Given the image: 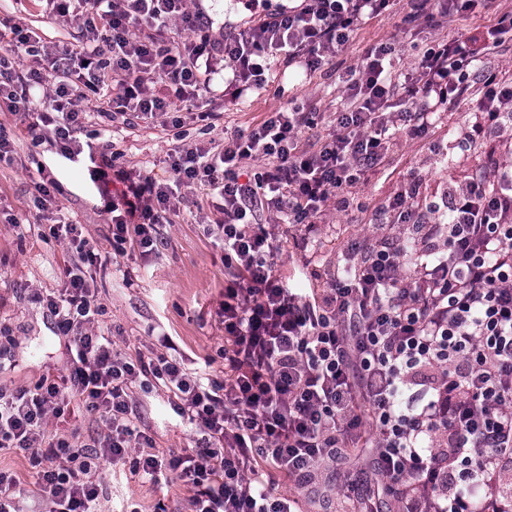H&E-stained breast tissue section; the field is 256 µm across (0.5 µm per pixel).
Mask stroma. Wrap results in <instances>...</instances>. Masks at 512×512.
<instances>
[{"label": "stroma", "instance_id": "obj_1", "mask_svg": "<svg viewBox=\"0 0 512 512\" xmlns=\"http://www.w3.org/2000/svg\"><path fill=\"white\" fill-rule=\"evenodd\" d=\"M410 10L409 0H396L389 12L361 21L334 59L333 74L318 73L307 79L276 62L263 89L237 100L217 99L216 109L223 117L215 127L186 120L191 141L223 146L225 129L254 126L293 98L318 114L317 128L303 132L300 139L302 148L318 149L342 101L338 75L360 64L368 48L393 44L395 70L407 73L425 45L482 36L494 18L512 12V0H489L486 8L455 14L440 26L407 21ZM1 18L20 20L50 47L76 42L79 37L71 24L43 19L33 0H0ZM81 107L87 114L85 133H97L99 142L120 152L126 169L160 181L170 179L168 154L176 145L171 131L151 124L130 128L102 118L107 103L101 98L82 102ZM474 121L467 105L450 106L441 112L427 138L402 139L391 147L367 180L354 185L348 205L328 202L315 240L303 243L300 229L291 228L287 245L276 257L282 282L293 288L308 287L311 272L340 271L346 257L356 250L404 233L403 225L387 223L383 209L410 173L421 178L418 202L426 222H437L440 214L435 206L449 183H465L487 167L483 148L463 139ZM16 123L14 113L0 108V125L17 131L14 161L0 165V334L13 339L10 355L0 359V387H33L43 374L63 368L69 360L66 337L38 301L39 296L61 288L65 268L76 261L67 241L50 231L58 222L78 225L103 257L86 274L101 306L93 323L95 334L104 335L114 349L134 360L151 357L158 336H168L172 357L189 372L204 380H223L225 334L219 310L226 271L224 250L216 238L218 214L207 187L180 186L179 207L170 223L160 228L163 244L156 254L143 257L133 249L113 252L112 216L106 197L90 179L89 155L69 158L47 141L33 146ZM41 165L52 171L61 191L39 208L35 184ZM13 216L18 219L14 225L9 222ZM168 396L164 385L157 382L135 388L129 416L132 428L151 437L152 451L158 455L191 450L197 438L194 426L173 414ZM105 431L104 423L75 400L64 416L49 417L45 437L72 435L78 444L89 446ZM362 457V449L354 448L343 466L324 465L308 491L292 480L276 477L275 491L296 499L298 512H356L355 501L342 495L341 486L345 478L357 477ZM0 470L14 476L15 502L21 512H50L52 505L37 485L38 470L27 457L0 448ZM95 479L100 485L97 512L193 510L194 489L173 477L153 483L132 474L130 464L104 462Z\"/></svg>", "mask_w": 512, "mask_h": 512}]
</instances>
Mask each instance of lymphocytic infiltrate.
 <instances>
[{
	"instance_id": "f902f5d3",
	"label": "lymphocytic infiltrate",
	"mask_w": 512,
	"mask_h": 512,
	"mask_svg": "<svg viewBox=\"0 0 512 512\" xmlns=\"http://www.w3.org/2000/svg\"><path fill=\"white\" fill-rule=\"evenodd\" d=\"M43 2L47 16L79 29V44L50 50L11 25L0 50V102L34 142L53 126L61 152L73 157L84 151L76 139L81 99L104 97L128 126L170 122L179 142L172 183L117 167L107 147L94 161L101 189L121 186L110 200L112 247L155 254L159 227L176 208L174 185L200 183L224 217L218 230L232 272L220 308L228 370L206 386L165 354L167 337L144 361L91 332L100 307L83 267L100 255L77 225H52L79 259L65 270L64 288L44 301L71 358L34 387L0 389V447L39 466L51 512H94L92 471L99 460L125 459L134 445L145 450L134 472L154 482L176 474L195 490L194 512H295L259 466L305 484L368 436L373 494L394 496L402 512H512V164L500 163L496 147L487 151L491 175L449 187L447 222L425 225L414 205L416 177L389 201L392 223L421 233L415 252L403 238L379 242L352 274L308 294L284 285L275 269L289 225L304 241L315 239L323 207L346 202L399 137L425 136L438 110L468 103L469 143L512 128L511 80L487 72L482 93L467 94L474 63L512 36V13L500 15L482 42L428 45L399 95L392 47L368 49L318 150L301 147V133L316 122L293 102L256 126L225 132L218 150L186 144L179 118L185 112L214 126V80L237 99L265 87L275 59L313 76L363 18L394 0H300L221 40L189 0ZM186 32L191 40H183ZM256 160L263 168L243 177V163ZM264 205L279 212L278 224L257 222ZM152 379L198 428L192 453L152 454L151 438L130 428L132 386ZM75 399L107 428L95 451L65 438L44 441L48 416Z\"/></svg>"
}]
</instances>
